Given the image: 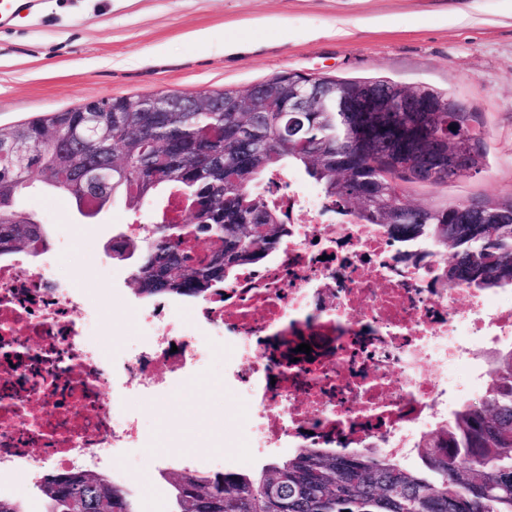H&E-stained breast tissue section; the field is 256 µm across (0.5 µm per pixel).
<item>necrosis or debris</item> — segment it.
<instances>
[{
    "instance_id": "4bbe7bcc",
    "label": "necrosis or debris",
    "mask_w": 512,
    "mask_h": 512,
    "mask_svg": "<svg viewBox=\"0 0 512 512\" xmlns=\"http://www.w3.org/2000/svg\"><path fill=\"white\" fill-rule=\"evenodd\" d=\"M264 194L288 212L276 253L196 300L191 323L161 302L141 310L140 341L120 356L91 337L102 306L53 260H0V473L110 469L136 447L142 414L103 388L204 371L219 344L235 349L232 376L254 400L244 436L255 456L286 443L408 462L421 434L486 386L485 358L512 346V301L436 283L434 253L395 245L282 177Z\"/></svg>"
}]
</instances>
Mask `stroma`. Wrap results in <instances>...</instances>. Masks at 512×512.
<instances>
[{
	"mask_svg": "<svg viewBox=\"0 0 512 512\" xmlns=\"http://www.w3.org/2000/svg\"><path fill=\"white\" fill-rule=\"evenodd\" d=\"M199 31L212 35L208 47L195 43ZM231 41L238 49L228 50ZM286 71L448 93L477 112L483 166L409 186L403 203L512 196V0H45L38 15L0 29V124L134 94L244 90ZM17 204L46 226L62 274L103 307L110 345L135 341L142 298L132 262L113 258L112 242L130 219L150 224L151 205L132 212L117 202L88 220L37 188ZM232 356L217 349L210 370L147 397L143 445L112 470L141 512H168L165 476L177 456L203 473L216 460L254 473L266 465L246 447L248 399L224 380Z\"/></svg>",
	"mask_w": 512,
	"mask_h": 512,
	"instance_id": "35a3bbf8",
	"label": "stroma"
}]
</instances>
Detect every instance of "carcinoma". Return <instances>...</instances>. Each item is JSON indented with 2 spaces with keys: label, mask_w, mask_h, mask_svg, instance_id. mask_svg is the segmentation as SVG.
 Wrapping results in <instances>:
<instances>
[{
  "label": "carcinoma",
  "mask_w": 512,
  "mask_h": 512,
  "mask_svg": "<svg viewBox=\"0 0 512 512\" xmlns=\"http://www.w3.org/2000/svg\"><path fill=\"white\" fill-rule=\"evenodd\" d=\"M300 74L275 76L245 91L200 92L221 100L224 111L146 112L150 95L112 99L98 120L76 108L48 112L0 126V142L23 139L31 148L20 166L0 159V259L41 254L49 246L45 225L15 208L33 171L40 188L64 194L75 205L91 195L84 170L112 172L97 187V207L121 200L130 210L170 189L194 206L191 222L155 225L151 245L122 240L112 245L135 264L132 284L147 298H202L231 280L235 270L257 264L287 233L285 214L257 191L269 176L293 168L319 186L344 214L379 224L394 242H418L449 253L443 277L452 288L512 287V198L472 203L466 222L460 202L410 207L400 197L409 184L448 181L438 156L455 144L470 167L483 165L482 140L470 134L473 112H459L445 93L430 90L442 112H338L327 98L314 112H240L267 87L286 104L302 91ZM320 85L361 104L372 85L397 92L384 79L338 80ZM211 247L198 261L193 241ZM491 383L452 421L424 436L417 468L372 451L322 452L301 448L259 476L243 472L170 474V512H512V349L492 356ZM46 512H140L123 486L93 470L50 474L40 481Z\"/></svg>",
  "instance_id": "carcinoma-1"
}]
</instances>
